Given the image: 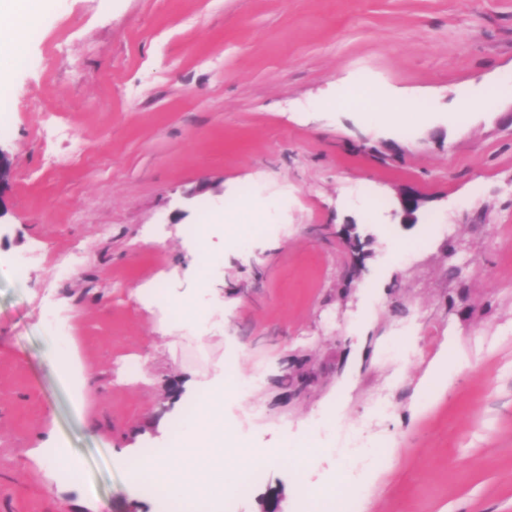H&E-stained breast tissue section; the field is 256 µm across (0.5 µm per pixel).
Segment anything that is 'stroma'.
<instances>
[{
    "instance_id": "35a3bbf8",
    "label": "stroma",
    "mask_w": 512,
    "mask_h": 512,
    "mask_svg": "<svg viewBox=\"0 0 512 512\" xmlns=\"http://www.w3.org/2000/svg\"><path fill=\"white\" fill-rule=\"evenodd\" d=\"M35 23L0 53V512H163L115 455L169 447L198 406L186 382L219 363L250 384L211 408L227 443L328 422L311 461L267 462L231 512L341 496L363 422L393 453L360 512H512V96H490L512 86V0H45ZM372 87L424 118L365 123ZM202 238L224 298L203 349L138 297L192 293ZM75 249L80 266L49 260ZM59 299L100 378L81 401L46 358ZM301 360L317 379L292 399ZM50 435L78 481L39 457Z\"/></svg>"
}]
</instances>
